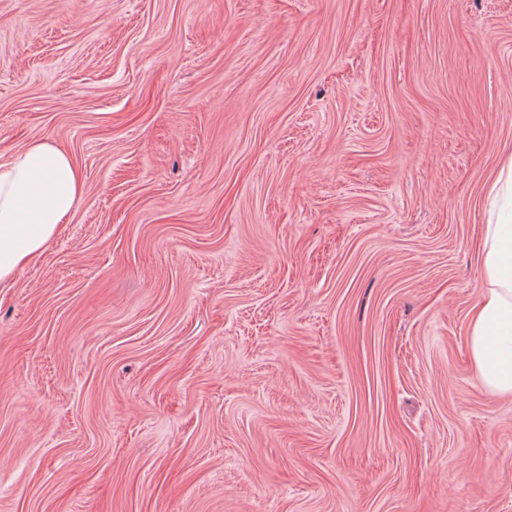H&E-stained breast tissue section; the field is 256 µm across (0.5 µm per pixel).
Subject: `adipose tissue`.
<instances>
[{"instance_id": "obj_1", "label": "adipose tissue", "mask_w": 512, "mask_h": 512, "mask_svg": "<svg viewBox=\"0 0 512 512\" xmlns=\"http://www.w3.org/2000/svg\"><path fill=\"white\" fill-rule=\"evenodd\" d=\"M69 153L45 138L30 140L0 163V285L57 238L83 192ZM481 291L467 328L475 376L495 396H512V158L486 188Z\"/></svg>"}]
</instances>
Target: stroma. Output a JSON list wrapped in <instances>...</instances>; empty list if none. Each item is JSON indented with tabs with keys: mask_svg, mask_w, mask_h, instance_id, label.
<instances>
[{
	"mask_svg": "<svg viewBox=\"0 0 512 512\" xmlns=\"http://www.w3.org/2000/svg\"><path fill=\"white\" fill-rule=\"evenodd\" d=\"M35 137L84 191L0 288V512H512V0H0ZM481 291L467 328L475 376L495 396H512V157L486 188Z\"/></svg>",
	"mask_w": 512,
	"mask_h": 512,
	"instance_id": "obj_1",
	"label": "stroma"
}]
</instances>
